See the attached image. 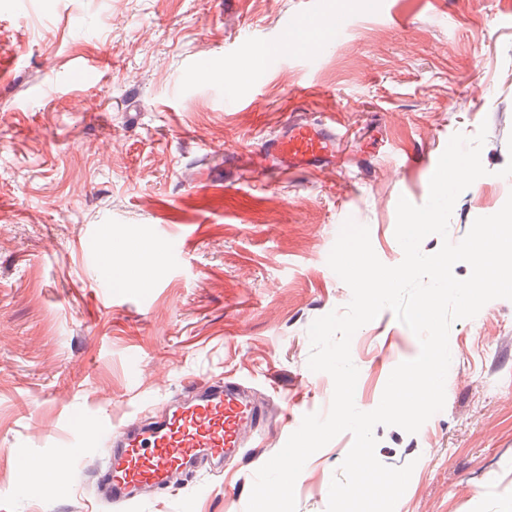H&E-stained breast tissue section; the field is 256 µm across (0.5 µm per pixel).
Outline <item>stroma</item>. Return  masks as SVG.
Segmentation results:
<instances>
[{
    "instance_id": "1",
    "label": "stroma",
    "mask_w": 512,
    "mask_h": 512,
    "mask_svg": "<svg viewBox=\"0 0 512 512\" xmlns=\"http://www.w3.org/2000/svg\"><path fill=\"white\" fill-rule=\"evenodd\" d=\"M315 11L340 31L283 51ZM258 46L273 50L264 75L240 80ZM85 63L96 82L76 81ZM297 107L348 129L338 165L240 182L225 155L269 170L261 142ZM483 123L487 174L454 205L455 243L512 194V0H0V512H245L256 471L329 411L308 329L351 299L327 264L342 224L399 264V198L424 204L450 137ZM449 348L443 410L414 434L374 430L383 465H415L395 512H512V300L455 321ZM419 352L391 311L358 329L357 408ZM221 376L275 407L244 455L99 503L77 425L149 423ZM352 444L342 433L308 459L297 512H326ZM30 458L61 479L25 482Z\"/></svg>"
}]
</instances>
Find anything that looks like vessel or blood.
<instances>
[{
    "label": "vessel or blood",
    "mask_w": 512,
    "mask_h": 512,
    "mask_svg": "<svg viewBox=\"0 0 512 512\" xmlns=\"http://www.w3.org/2000/svg\"><path fill=\"white\" fill-rule=\"evenodd\" d=\"M344 138L335 117L308 120L295 109L262 148L281 171H317L335 166ZM188 387L189 395L154 423L131 422L102 435L108 463L96 473L100 501L122 505L135 493L167 489L201 462L236 456L246 433L265 422L261 404L233 379Z\"/></svg>",
    "instance_id": "obj_1"
}]
</instances>
